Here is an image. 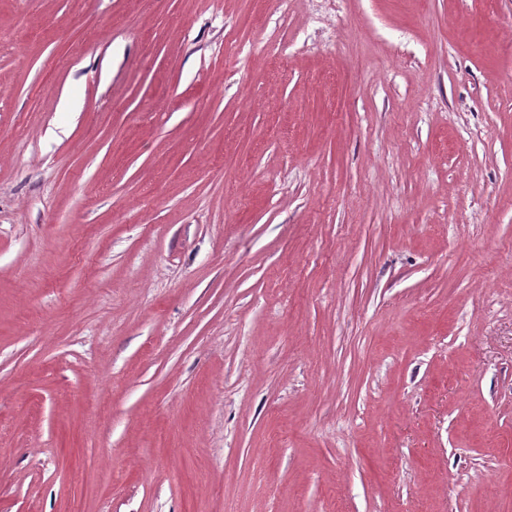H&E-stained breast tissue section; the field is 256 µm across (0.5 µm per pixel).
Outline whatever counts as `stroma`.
I'll list each match as a JSON object with an SVG mask.
<instances>
[{"label":"stroma","instance_id":"obj_1","mask_svg":"<svg viewBox=\"0 0 512 512\" xmlns=\"http://www.w3.org/2000/svg\"><path fill=\"white\" fill-rule=\"evenodd\" d=\"M0 512H512V0H0Z\"/></svg>","mask_w":512,"mask_h":512}]
</instances>
